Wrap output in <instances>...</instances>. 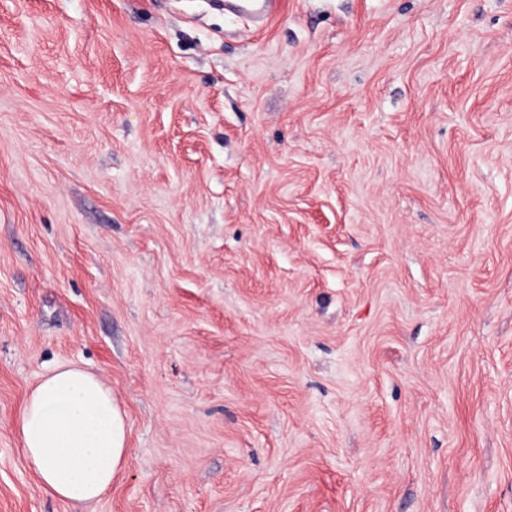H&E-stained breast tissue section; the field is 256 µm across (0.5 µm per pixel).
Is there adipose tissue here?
Instances as JSON below:
<instances>
[{
    "instance_id": "ef3b65f1",
    "label": "adipose tissue",
    "mask_w": 512,
    "mask_h": 512,
    "mask_svg": "<svg viewBox=\"0 0 512 512\" xmlns=\"http://www.w3.org/2000/svg\"><path fill=\"white\" fill-rule=\"evenodd\" d=\"M16 435L44 489L68 502L102 498L122 469L125 415L110 387L72 364L32 388Z\"/></svg>"
}]
</instances>
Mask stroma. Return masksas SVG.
I'll list each match as a JSON object with an SVG mask.
<instances>
[{"label":"stroma","mask_w":512,"mask_h":512,"mask_svg":"<svg viewBox=\"0 0 512 512\" xmlns=\"http://www.w3.org/2000/svg\"><path fill=\"white\" fill-rule=\"evenodd\" d=\"M0 512H512V0H0ZM275 0H226L225 11L233 15H248L255 21L269 20L275 13ZM16 435L44 489L61 500H99L122 469L124 412L110 387L72 364L54 367L32 388Z\"/></svg>","instance_id":"1"}]
</instances>
